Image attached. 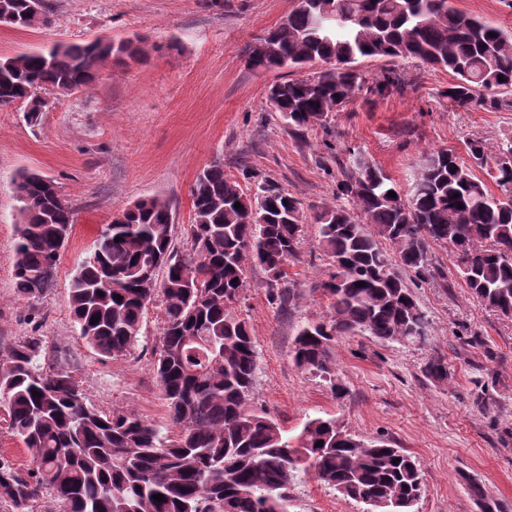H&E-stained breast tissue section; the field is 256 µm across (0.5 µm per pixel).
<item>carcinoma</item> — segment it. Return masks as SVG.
Here are the masks:
<instances>
[{
    "mask_svg": "<svg viewBox=\"0 0 512 512\" xmlns=\"http://www.w3.org/2000/svg\"><path fill=\"white\" fill-rule=\"evenodd\" d=\"M29 3L0 0V23L21 29L47 23L48 10L31 16ZM142 55L132 41L97 38L0 58V106L26 104L35 124L47 111L45 96L86 89L101 63ZM359 57L445 69L453 77L446 91L453 105L512 111V33L450 8L448 0H296L252 47L251 65L335 63L316 76L270 86L275 110L289 129L301 131L327 121L365 88L379 95L404 90L392 72L365 87ZM350 157L337 186L347 205H325L312 216L334 268L323 284L329 320L304 323L294 339L297 366L329 382L338 397L345 388L336 376V336L369 334L400 345L427 339L428 317L382 239L422 282L433 276L430 243L453 247L467 288L487 308L512 315V141L490 154L473 140L467 161L451 149L425 155L406 199L388 195L395 184L362 153ZM477 168L487 170L500 195ZM244 178L253 181L247 191L224 174L221 162L197 176L182 253L173 245L169 202H135L123 210V222L105 225L71 281L79 335L108 358L135 345L147 307L162 298L155 367L174 433L163 434L133 411L104 412L88 403L66 371L37 367L35 339L0 361V403L28 455L22 468L0 461L6 512H31L47 493L58 512H288L291 487L307 470L365 505L363 512H414L424 479L413 456L382 439H358L334 418L309 419L290 436L277 420L250 409L257 351L234 309L256 267L266 274L268 303L287 307L293 292L286 269L299 260L307 215L273 181L251 172ZM17 187L14 281L19 294L38 297L53 287L74 211L39 174H21ZM360 281L366 285L356 286Z\"/></svg>",
    "mask_w": 512,
    "mask_h": 512,
    "instance_id": "carcinoma-1",
    "label": "carcinoma"
}]
</instances>
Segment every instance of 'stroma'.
Here are the masks:
<instances>
[{
    "label": "stroma",
    "instance_id": "1",
    "mask_svg": "<svg viewBox=\"0 0 512 512\" xmlns=\"http://www.w3.org/2000/svg\"><path fill=\"white\" fill-rule=\"evenodd\" d=\"M47 3L49 25L0 24V57L99 37L139 41L146 56L101 65L90 88L52 100L38 125L28 124L24 104L0 108V355L38 339L44 370L64 368L95 407L134 411L165 433L170 424L152 356L164 325L161 300L147 308L137 348L118 358L97 354L71 316V279L114 214L147 197L167 199L182 251L192 222L190 189L213 162L237 180L247 171L266 176L311 213L335 203L350 151L362 152L405 191L426 153L450 149L463 157L469 140L493 151L512 138V112L455 107L445 95L448 71L401 58H361L356 65L370 83L396 70L409 83L406 92L359 93L326 124L292 133L274 112L269 87L316 75L324 62L256 70L248 52L295 0ZM24 172L52 179L75 213L55 285L36 298L18 294L13 276L16 182ZM318 237L317 225H304L300 260L288 269L295 292L289 311L268 304L258 268L236 308L257 350L254 408L292 435L307 419L332 417L360 439L403 449L424 472L418 512H483L470 493L473 481L498 512H512V316L470 292L451 247L431 245L439 273L412 286L429 320L428 342L337 337L336 373L346 394L336 397L292 356L299 326L329 313L322 285L331 260ZM434 357L447 364V379L425 375ZM290 494V512H363L310 471Z\"/></svg>",
    "mask_w": 512,
    "mask_h": 512
}]
</instances>
